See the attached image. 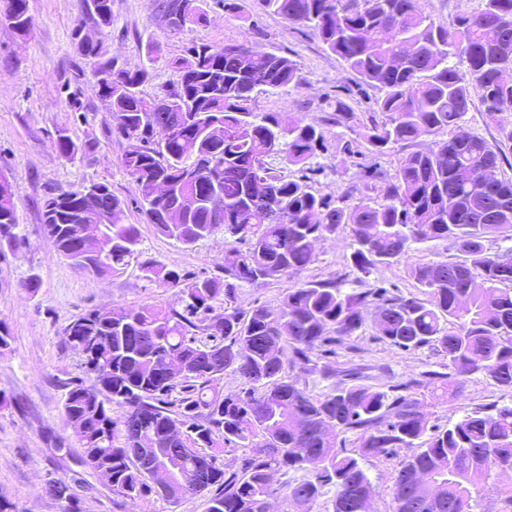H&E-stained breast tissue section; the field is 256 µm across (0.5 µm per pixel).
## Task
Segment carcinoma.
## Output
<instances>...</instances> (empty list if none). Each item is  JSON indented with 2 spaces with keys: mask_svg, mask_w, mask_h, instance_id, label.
<instances>
[{
  "mask_svg": "<svg viewBox=\"0 0 512 512\" xmlns=\"http://www.w3.org/2000/svg\"><path fill=\"white\" fill-rule=\"evenodd\" d=\"M186 3L185 25L204 27L207 0H155L156 9ZM261 9L310 29L362 81L379 88L370 112L341 99L329 120L351 128L373 155L398 144L450 137L402 158L377 198L353 201L314 187L328 150L327 130L301 118L259 112L253 93L297 88V62L249 43L192 42L176 61L177 84L152 100L142 85L151 70L103 62L102 43L84 44L98 93L112 105V136L126 142L121 165L134 202L156 231L184 245L224 234V265L215 273L169 269L144 257L125 203L106 184L98 194L55 190L42 207L44 230L57 252L96 278L130 267L159 288L166 305L93 309L63 329L65 345L82 361L84 378L66 382V423L83 433V466L113 493L134 500L152 490L155 468L172 464L186 476L172 504L211 493L207 512H268L274 471L304 477L288 486L291 512H313L328 486V512H353L368 501L371 482L359 457L335 449L342 433H360L361 452H414L392 488L394 512H472L491 472L512 471V405L476 410L426 435L420 403L358 383L313 397L282 376L285 349L297 359L327 353L363 325L362 309H378L381 335L406 350L431 345L448 358L436 388L453 394L482 373L512 389V179L499 177L512 146V0H478L476 11L445 25L421 12L418 0H257ZM95 24H112V0H86ZM13 27L33 21L27 0H11ZM476 92L499 139L461 136ZM55 148L72 159L91 148L58 131ZM297 167L292 177L268 159ZM102 224V238L74 246L76 227ZM345 227L351 264L367 277L412 245L451 239L463 262L419 265L411 276L428 299L389 294L384 287L347 293L330 278L288 291L279 310H243L237 288L294 275L315 259L316 238ZM10 181L0 175V246L23 242ZM230 371L247 387L222 394L214 382ZM177 397H172L173 393ZM125 408L123 420L112 406ZM247 448L243 475L225 477L214 448ZM43 493L79 512L71 485L50 479Z\"/></svg>",
  "mask_w": 512,
  "mask_h": 512,
  "instance_id": "1",
  "label": "carcinoma"
}]
</instances>
